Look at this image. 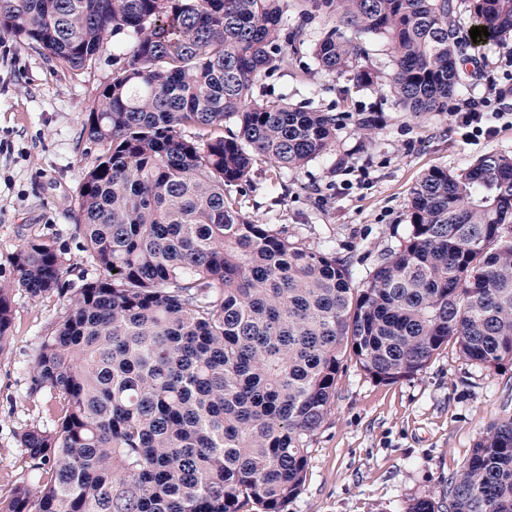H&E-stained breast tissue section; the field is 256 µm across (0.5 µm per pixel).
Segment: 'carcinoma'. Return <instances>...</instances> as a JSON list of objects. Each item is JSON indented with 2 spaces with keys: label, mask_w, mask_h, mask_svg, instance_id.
<instances>
[{
  "label": "carcinoma",
  "mask_w": 512,
  "mask_h": 512,
  "mask_svg": "<svg viewBox=\"0 0 512 512\" xmlns=\"http://www.w3.org/2000/svg\"><path fill=\"white\" fill-rule=\"evenodd\" d=\"M467 1L488 39L512 36V0H0V38L74 70L122 37L83 126L103 152L73 206L99 276L67 292L41 239L13 258L17 287L66 310L31 367L59 411L21 434L28 469L0 512H284L347 362L396 383L453 340L470 363H512V155L425 172L403 243L358 284L331 241L259 223L242 191L260 161L276 178L335 151L336 113L256 93L288 55L366 84L365 39L382 38L401 110L446 112ZM316 13L332 24L311 44ZM447 495L448 512H512V419Z\"/></svg>",
  "instance_id": "carcinoma-1"
}]
</instances>
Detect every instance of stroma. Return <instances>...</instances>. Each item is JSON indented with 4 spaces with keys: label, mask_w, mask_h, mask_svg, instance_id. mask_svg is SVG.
<instances>
[{
    "label": "stroma",
    "mask_w": 512,
    "mask_h": 512,
    "mask_svg": "<svg viewBox=\"0 0 512 512\" xmlns=\"http://www.w3.org/2000/svg\"><path fill=\"white\" fill-rule=\"evenodd\" d=\"M477 62L496 77L512 75V38L470 45L459 68L461 97L482 92ZM110 73L105 59L72 71L38 50L0 42V285L12 288L11 342L0 352V495L27 469L21 433L47 415L50 394H31V366L42 336L65 311L59 296L33 298L15 288L12 258L39 238L63 250L67 287L95 277L72 209L81 174L100 153L83 138L87 109ZM257 91L335 112L340 122L332 154L275 183L256 166L246 189L250 215L311 241L332 240L358 281L405 238L410 192L424 172L512 154V117L496 120L494 137L468 139L448 113L413 117L351 74L322 71L307 51L289 56ZM361 113L376 122L372 138L356 125ZM509 418L512 365L472 364L455 343L392 384L348 364L336 380L332 414L310 442L305 486L284 512H405L425 495L447 502L449 476L491 424Z\"/></svg>",
    "instance_id": "stroma-1"
}]
</instances>
